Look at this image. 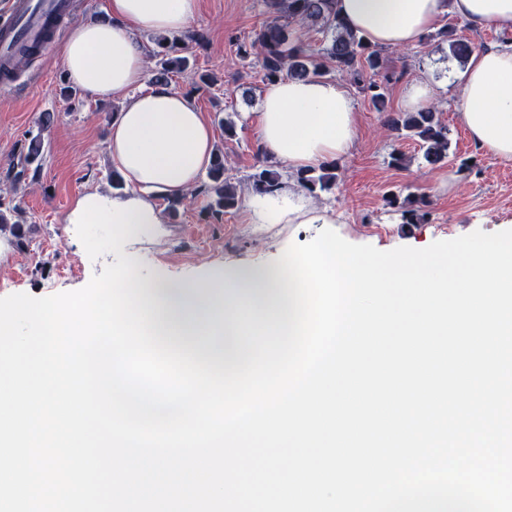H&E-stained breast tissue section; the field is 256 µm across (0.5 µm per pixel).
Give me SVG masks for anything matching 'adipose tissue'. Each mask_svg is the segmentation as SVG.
Wrapping results in <instances>:
<instances>
[{"label":"adipose tissue","mask_w":512,"mask_h":512,"mask_svg":"<svg viewBox=\"0 0 512 512\" xmlns=\"http://www.w3.org/2000/svg\"><path fill=\"white\" fill-rule=\"evenodd\" d=\"M345 24L370 44L399 50L416 46L447 17L473 28L512 31V0H336ZM107 20L72 28L60 49L72 85L96 101L118 99L107 136L112 163L126 189L83 193L68 214L71 224L111 225L118 243L164 223L158 197L193 189L211 164L214 131L193 97L157 84L146 86L140 35L181 36L197 0H108ZM460 121L469 137L493 156L512 160V44L474 52L458 71ZM258 131L268 156L290 172L315 169L347 155L357 136L352 99L324 77L282 78L263 91ZM255 224H335L334 210L317 207L298 183L248 201Z\"/></svg>","instance_id":"ef3b65f1"}]
</instances>
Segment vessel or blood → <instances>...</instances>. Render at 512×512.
<instances>
[{
	"label": "vessel or blood",
	"instance_id": "1",
	"mask_svg": "<svg viewBox=\"0 0 512 512\" xmlns=\"http://www.w3.org/2000/svg\"><path fill=\"white\" fill-rule=\"evenodd\" d=\"M69 9L68 0H0L7 19L0 27V59H9L16 40L27 39L49 47L53 41L47 27L62 24Z\"/></svg>",
	"mask_w": 512,
	"mask_h": 512
}]
</instances>
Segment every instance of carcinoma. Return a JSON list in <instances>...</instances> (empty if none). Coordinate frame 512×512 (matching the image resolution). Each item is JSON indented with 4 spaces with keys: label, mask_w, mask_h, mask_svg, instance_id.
<instances>
[{
    "label": "carcinoma",
    "mask_w": 512,
    "mask_h": 512,
    "mask_svg": "<svg viewBox=\"0 0 512 512\" xmlns=\"http://www.w3.org/2000/svg\"><path fill=\"white\" fill-rule=\"evenodd\" d=\"M269 21L264 23L249 41L237 43L238 54L244 58L261 59L262 79L271 82L283 77L309 78L327 72L323 60H328L336 71L357 84L378 112L384 113V126L398 138L416 140L423 158L431 165L448 158V127L436 116L435 109L427 107L417 112H385V85L389 75L384 67V49L368 44L363 37L349 29L336 13L335 0H263ZM318 27L332 33V43L323 58L309 52L301 40H290V25ZM432 39L448 43L453 57L461 62L477 49V45L456 34V28L444 27ZM157 50L149 67L151 83L169 82L175 73L189 68V59L179 54L176 42L160 37ZM43 155L41 136L30 138L26 151L22 152L21 169L16 178H22L32 166L40 164ZM207 181L198 193L209 197L203 211L214 216L234 208L238 204L236 184L228 174L224 153L217 152L206 174ZM296 181L312 194L328 192L336 185V164L328 163L319 170H306L295 174ZM256 193H272L282 184V174L273 166L260 163L247 177ZM386 202L402 211L406 224H417L425 217L426 200L409 196L400 198L391 193Z\"/></svg>",
    "instance_id": "obj_1"
}]
</instances>
